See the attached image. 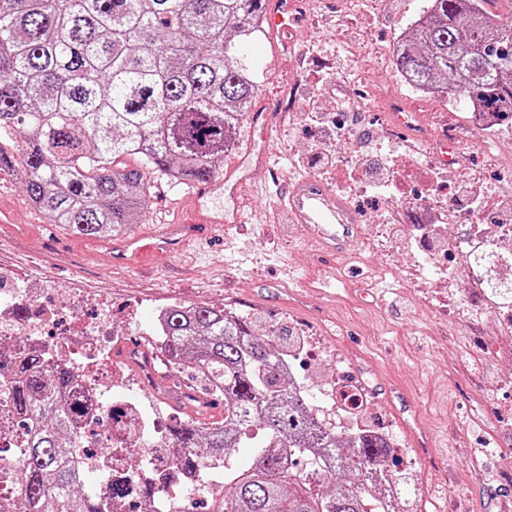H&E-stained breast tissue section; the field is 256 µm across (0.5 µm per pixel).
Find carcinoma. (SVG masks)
<instances>
[{
  "label": "carcinoma",
  "instance_id": "cac0c4a2",
  "mask_svg": "<svg viewBox=\"0 0 512 512\" xmlns=\"http://www.w3.org/2000/svg\"><path fill=\"white\" fill-rule=\"evenodd\" d=\"M487 0H428L424 25L395 54L414 87L512 116V16ZM265 0H0V171L49 223L116 238L142 223L147 174L191 185L215 178L258 91L241 44ZM20 140L22 157L1 146ZM135 155L137 166L119 159ZM223 307L171 310L158 331L167 377L200 380L195 415L173 419L187 480L224 464L207 512H383L391 447L343 438L308 414L280 373L291 334ZM0 341V512H112L120 481L84 489L69 452L92 409L78 374L52 350ZM224 405L220 415L212 413ZM252 449L243 467L237 448Z\"/></svg>",
  "mask_w": 512,
  "mask_h": 512
}]
</instances>
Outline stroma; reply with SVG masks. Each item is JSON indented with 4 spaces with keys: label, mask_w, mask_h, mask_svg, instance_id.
I'll use <instances>...</instances> for the list:
<instances>
[{
    "label": "stroma",
    "mask_w": 512,
    "mask_h": 512,
    "mask_svg": "<svg viewBox=\"0 0 512 512\" xmlns=\"http://www.w3.org/2000/svg\"><path fill=\"white\" fill-rule=\"evenodd\" d=\"M427 0H307L294 32L302 58L284 53L269 34L246 52L260 77L255 106L271 109L273 131L259 138L242 124L237 148L220 168L243 164L239 188L245 210L262 207L263 223L233 247L223 239L184 237L149 265L114 261L119 242L77 236L47 222L9 173L0 174V269L42 289L54 302L60 289L81 294L60 312L64 327H82L106 297L114 318L131 303L230 306L261 321L300 325L319 351L303 368L321 381L357 376L370 388L375 410L397 439L393 463L409 468L402 501L414 512H512V335L501 333L504 312L465 288L455 270L434 274L420 264L426 251L413 231V212L387 229L385 247L372 246L389 205L356 196L345 175L324 183L359 214L346 251L325 256L298 227L285 226L275 205L282 190L265 165L244 164L263 152L297 176L310 175L312 152L353 150L379 138L401 104L417 123L391 138L400 153H415L436 168L434 144L444 130L466 158L472 187L494 192L512 182V126L487 136L470 126L452 95L436 100L400 80L391 45L410 28ZM348 109H337L338 100ZM195 186L156 183L146 220L134 233L157 241L195 218ZM408 287H399V279ZM334 296L321 292L323 281Z\"/></svg>",
    "instance_id": "stroma-1"
}]
</instances>
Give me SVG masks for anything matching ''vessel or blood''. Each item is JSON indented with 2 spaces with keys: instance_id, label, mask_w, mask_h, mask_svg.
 Returning <instances> with one entry per match:
<instances>
[{
  "instance_id": "1",
  "label": "vessel or blood",
  "mask_w": 512,
  "mask_h": 512,
  "mask_svg": "<svg viewBox=\"0 0 512 512\" xmlns=\"http://www.w3.org/2000/svg\"><path fill=\"white\" fill-rule=\"evenodd\" d=\"M298 0H269L265 20L271 32L286 34L298 22ZM277 204L286 211L290 224L306 230L326 251L349 246L359 222L356 212L346 199L322 182L311 178H287L286 187ZM221 228L225 239L248 235V221L240 203L224 208L216 215H199L195 235Z\"/></svg>"
}]
</instances>
